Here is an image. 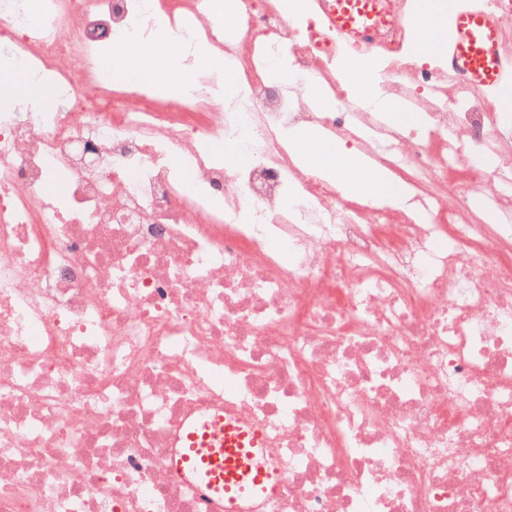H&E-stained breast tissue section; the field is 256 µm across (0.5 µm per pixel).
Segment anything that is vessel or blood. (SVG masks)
Returning a JSON list of instances; mask_svg holds the SVG:
<instances>
[{
  "label": "vessel or blood",
  "mask_w": 512,
  "mask_h": 512,
  "mask_svg": "<svg viewBox=\"0 0 512 512\" xmlns=\"http://www.w3.org/2000/svg\"><path fill=\"white\" fill-rule=\"evenodd\" d=\"M326 29L342 34L353 29L357 16H369L368 6L350 11L329 0H314ZM449 78L462 80L482 93L498 89L512 74V65L501 52L500 27L491 14L479 8L458 12L447 45ZM264 432L228 418L224 421V445L201 447L193 429H186L177 449L175 467L190 475L196 485L223 501L225 512H242L251 501L274 493L279 471L263 462Z\"/></svg>",
  "instance_id": "obj_1"
}]
</instances>
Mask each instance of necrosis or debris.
Listing matches in <instances>:
<instances>
[{
    "label": "necrosis or debris",
    "instance_id": "1",
    "mask_svg": "<svg viewBox=\"0 0 512 512\" xmlns=\"http://www.w3.org/2000/svg\"><path fill=\"white\" fill-rule=\"evenodd\" d=\"M375 4L413 127L338 90L370 47L274 0H235L231 35L209 0H0V55L49 89L0 112V512H222L173 465L215 415L283 477L247 512H512V170L484 162L512 113L406 52V0ZM162 17L180 56L223 53L228 106L220 75L114 88L102 52ZM310 122L410 208L297 166ZM478 193L507 222H473Z\"/></svg>",
    "mask_w": 512,
    "mask_h": 512
}]
</instances>
